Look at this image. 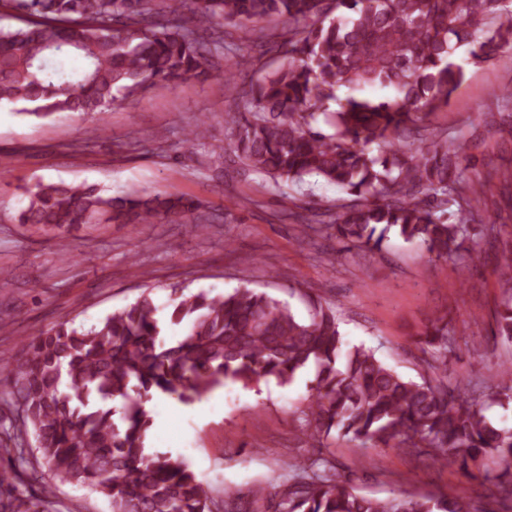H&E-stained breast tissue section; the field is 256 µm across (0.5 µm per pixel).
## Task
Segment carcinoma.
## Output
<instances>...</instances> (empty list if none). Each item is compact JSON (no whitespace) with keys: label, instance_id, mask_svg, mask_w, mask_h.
<instances>
[{"label":"carcinoma","instance_id":"cac0c4a2","mask_svg":"<svg viewBox=\"0 0 512 512\" xmlns=\"http://www.w3.org/2000/svg\"><path fill=\"white\" fill-rule=\"evenodd\" d=\"M21 26L0 28V104H23L40 119L60 112H104L157 82L210 75L204 32L231 25L247 33L272 18L288 20L282 61L239 85L252 65L241 56L224 84L250 98L224 155L273 181L320 177L352 196L328 225L346 248L380 252L390 234L437 260L464 259L496 224H472L474 203L491 192L471 183V156L435 140L414 150L403 137L448 107L465 76L453 58L469 45L474 60L512 47L505 0H0ZM68 57L78 69L59 65ZM391 87L390 99L366 86ZM343 88L346 95L337 96ZM336 109L328 112L329 103ZM327 114L333 133L314 128ZM206 122L184 138L203 144ZM378 154H372V147ZM202 203L178 194L104 196L92 185L39 182L27 191L19 221L64 238L80 224H149L170 218L204 229ZM299 316L287 302L236 288L186 294L172 287L163 310L148 293L90 326L64 319L18 352H0L18 418L14 438L34 431L37 451L62 482L108 497L112 512H218L216 500L181 457L146 451L154 394L183 402L227 382L310 376L302 434L318 443L339 436L365 447L425 450L438 464L478 472L499 488L500 512H512V425L488 419L484 406L512 403V367L501 366L476 396L438 378L414 381L364 346L345 348L333 309L307 300ZM512 338V298L495 315ZM177 332L170 339L171 332ZM436 359H448L447 316L417 333ZM123 402L120 422L109 401ZM0 512H49L51 488L32 500L17 491L22 447H1ZM493 460L497 469L486 468ZM279 512H478L459 496L360 494L329 458L289 465Z\"/></svg>","mask_w":512,"mask_h":512}]
</instances>
